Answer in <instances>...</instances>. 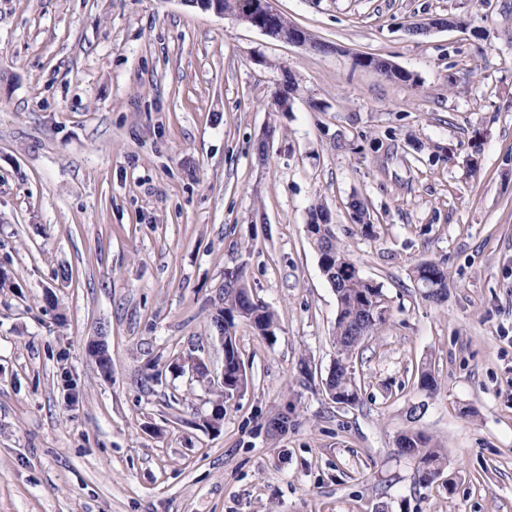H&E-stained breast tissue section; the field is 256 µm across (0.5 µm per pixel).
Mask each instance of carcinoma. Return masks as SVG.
Returning <instances> with one entry per match:
<instances>
[{
    "label": "carcinoma",
    "instance_id": "1",
    "mask_svg": "<svg viewBox=\"0 0 512 512\" xmlns=\"http://www.w3.org/2000/svg\"><path fill=\"white\" fill-rule=\"evenodd\" d=\"M308 228L319 265L336 282L337 313L333 332L336 372L328 387L335 392L336 403L354 405L358 401V386L351 361L360 343L354 342L352 334L357 329L365 337L374 336L384 324L382 319L371 321L366 317L367 308L384 306L382 286L361 275L350 253L336 240L329 212L323 205L316 204L310 209ZM413 277L420 285L429 282L447 287L448 272L433 261L417 264L413 268ZM242 322L266 336L275 333L277 318L264 303L254 301L244 269L228 268L224 271L222 305L213 316V323L217 330L224 332V361L234 369L242 363L236 344V328ZM403 438L407 442L404 451L419 461L418 482L431 485L444 472V457L435 449L432 438L422 431L409 429L403 432Z\"/></svg>",
    "mask_w": 512,
    "mask_h": 512
}]
</instances>
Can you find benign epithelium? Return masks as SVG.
<instances>
[{
    "instance_id": "7a95c632",
    "label": "benign epithelium",
    "mask_w": 512,
    "mask_h": 512,
    "mask_svg": "<svg viewBox=\"0 0 512 512\" xmlns=\"http://www.w3.org/2000/svg\"><path fill=\"white\" fill-rule=\"evenodd\" d=\"M181 2L216 15L230 17L278 41L303 46L317 52L327 49V45L314 40L303 29L284 24L282 13L274 6V0H181ZM89 352L96 358L103 377L110 379L112 368L105 345L100 342L93 343L89 346ZM172 365L178 373L187 374L192 380L199 379L205 374L209 382L221 386L233 395L239 394V391L234 389V385L228 382L225 374L215 377L210 375L206 363L197 357L177 358Z\"/></svg>"
}]
</instances>
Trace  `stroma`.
<instances>
[{"label": "stroma", "mask_w": 512, "mask_h": 512, "mask_svg": "<svg viewBox=\"0 0 512 512\" xmlns=\"http://www.w3.org/2000/svg\"><path fill=\"white\" fill-rule=\"evenodd\" d=\"M275 5L330 51L181 0H0V512H512V0ZM451 14L467 26L411 31ZM317 203L388 306L353 406L323 387ZM425 260L448 272L442 303L413 279ZM234 266L278 328L238 325L248 385L213 430L207 383L165 368L221 371ZM410 428L444 482L397 452ZM403 438L407 447L402 449L419 461L418 482L423 486L431 485L444 472V457L435 449L432 438L422 431L409 429L403 432Z\"/></svg>", "instance_id": "35a3bbf8"}]
</instances>
